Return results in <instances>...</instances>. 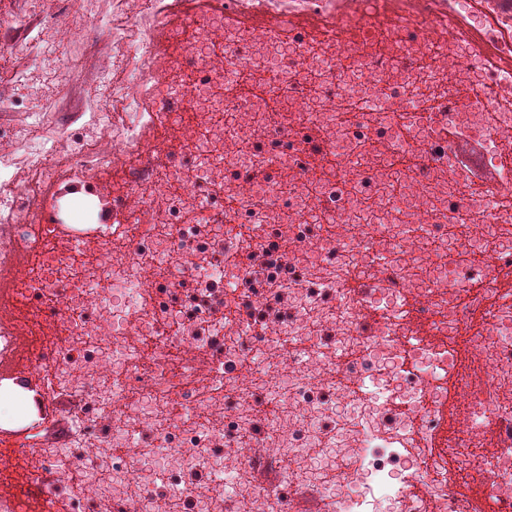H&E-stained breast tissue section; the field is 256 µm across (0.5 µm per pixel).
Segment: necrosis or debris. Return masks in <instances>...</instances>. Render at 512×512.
<instances>
[{"mask_svg":"<svg viewBox=\"0 0 512 512\" xmlns=\"http://www.w3.org/2000/svg\"><path fill=\"white\" fill-rule=\"evenodd\" d=\"M207 7L176 61L159 32L188 0L108 18L112 70L86 89L77 138L34 131L94 60L84 30L23 31L79 52L48 59L38 109L0 146V386L25 359L52 373L44 400L78 402L65 442L40 455L69 512H272V485L334 512H473L450 458L512 512V0ZM285 13L354 38L351 89L329 42L300 32L274 59L272 32L225 21ZM270 64L283 83L239 97L231 75ZM413 133L418 163L385 194L373 151L401 157ZM107 169L125 175L111 222L93 204L72 213L101 226L91 257L32 202ZM452 392L464 422L448 436ZM486 430L495 449L475 455Z\"/></svg>","mask_w":512,"mask_h":512,"instance_id":"4bbe7bcc","label":"necrosis or debris"}]
</instances>
